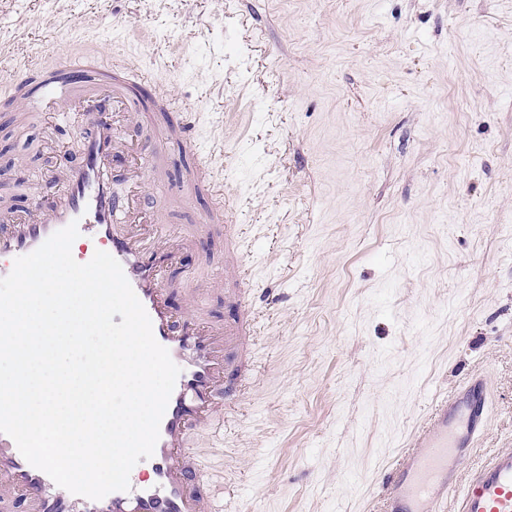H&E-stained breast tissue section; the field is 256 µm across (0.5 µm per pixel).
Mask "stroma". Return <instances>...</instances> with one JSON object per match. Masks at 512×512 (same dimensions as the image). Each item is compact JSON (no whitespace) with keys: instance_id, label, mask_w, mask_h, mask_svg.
I'll return each instance as SVG.
<instances>
[{"instance_id":"35a3bbf8","label":"stroma","mask_w":512,"mask_h":512,"mask_svg":"<svg viewBox=\"0 0 512 512\" xmlns=\"http://www.w3.org/2000/svg\"><path fill=\"white\" fill-rule=\"evenodd\" d=\"M155 64L216 151L255 257L260 372L213 456L263 512H378L433 398L474 375L512 448V0H0V81L25 56ZM172 113L147 112L128 165ZM84 115L19 124L0 99V203L32 204ZM156 198L191 160L154 158ZM224 275V236L183 269Z\"/></svg>"}]
</instances>
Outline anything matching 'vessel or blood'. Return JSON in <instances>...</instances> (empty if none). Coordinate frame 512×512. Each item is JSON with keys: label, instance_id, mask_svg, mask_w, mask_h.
<instances>
[{"label": "vessel or blood", "instance_id": "b4317fda", "mask_svg": "<svg viewBox=\"0 0 512 512\" xmlns=\"http://www.w3.org/2000/svg\"><path fill=\"white\" fill-rule=\"evenodd\" d=\"M0 97L11 99L24 118L77 107L91 114L77 134L76 162L54 177L49 190L34 195L32 212L25 217L0 213V277L11 272L15 258L77 223L81 262L99 249L121 264L151 319L156 341L181 369L149 468L131 476L130 491L98 501L74 495L31 466L13 439L0 434V512H215L224 487L215 481L206 451L250 383L255 316L245 291L248 261L237 246L224 180L215 173L213 153L201 151L191 136L195 115L180 110L170 86L131 57L107 63L78 53L53 60L27 58L18 62L10 80L0 83ZM149 103L177 115L165 141L194 160L186 194L203 192L213 200L200 222L224 232V284L241 309L234 324L207 317L201 275L196 287L184 289L182 305H171L169 273L180 265L189 238L156 223L149 224L143 239L117 227L119 221H131L141 201L150 198L151 184L137 166L130 176L136 196L116 194L108 160L123 142L122 129L131 127ZM487 422L484 379H469L437 403L384 483L381 512H448L452 497L458 500L457 512H512V448L497 449L468 485L458 484Z\"/></svg>", "mask_w": 512, "mask_h": 512}]
</instances>
